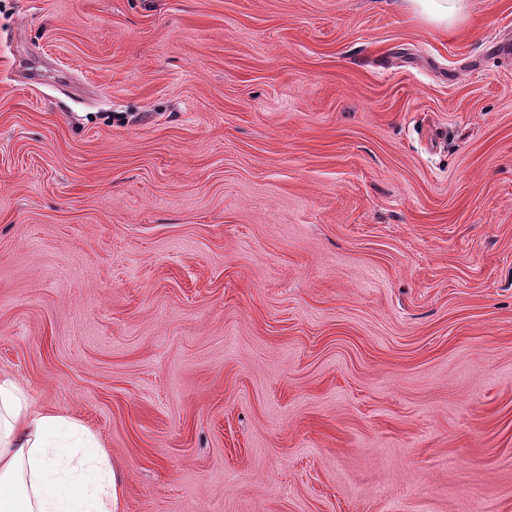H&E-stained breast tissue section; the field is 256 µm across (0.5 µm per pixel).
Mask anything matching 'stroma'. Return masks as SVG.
Listing matches in <instances>:
<instances>
[{
    "instance_id": "35a3bbf8",
    "label": "stroma",
    "mask_w": 512,
    "mask_h": 512,
    "mask_svg": "<svg viewBox=\"0 0 512 512\" xmlns=\"http://www.w3.org/2000/svg\"><path fill=\"white\" fill-rule=\"evenodd\" d=\"M0 375L123 512H512V0H0ZM418 8L424 15L434 22L448 26L450 20L456 13L459 3L463 0H408Z\"/></svg>"
}]
</instances>
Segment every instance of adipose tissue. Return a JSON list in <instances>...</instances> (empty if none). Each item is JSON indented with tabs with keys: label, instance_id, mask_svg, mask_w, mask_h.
<instances>
[{
	"label": "adipose tissue",
	"instance_id": "1",
	"mask_svg": "<svg viewBox=\"0 0 512 512\" xmlns=\"http://www.w3.org/2000/svg\"><path fill=\"white\" fill-rule=\"evenodd\" d=\"M123 479L78 420L0 376V512H122Z\"/></svg>",
	"mask_w": 512,
	"mask_h": 512
}]
</instances>
